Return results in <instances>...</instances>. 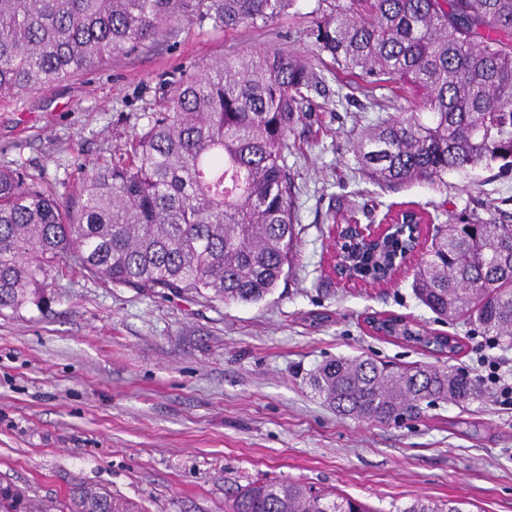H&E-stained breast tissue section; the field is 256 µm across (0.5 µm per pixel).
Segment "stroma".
<instances>
[{
  "label": "stroma",
  "instance_id": "stroma-1",
  "mask_svg": "<svg viewBox=\"0 0 512 512\" xmlns=\"http://www.w3.org/2000/svg\"><path fill=\"white\" fill-rule=\"evenodd\" d=\"M315 0L262 28L178 22L103 66L0 101V169L78 192L169 94L168 81L212 59L277 50L310 58L320 77L288 156L298 232L288 277L256 304L186 299L51 273L48 306L0 316V484L37 504L77 485L120 495L144 512H227L254 479L298 482L355 498L370 512L418 499L462 512H512V406L496 398L422 406L381 424L337 414L309 384L336 357L400 366L446 357L374 335L366 319L393 314L456 337L454 361L476 373L492 350L512 375V349L415 296L413 267L383 287L348 286L333 271L336 227L379 224L415 209L440 224L491 205L512 215V170L499 163L396 188L369 182L353 144L363 127L403 112L410 90L387 83L372 107L348 85L311 28Z\"/></svg>",
  "mask_w": 512,
  "mask_h": 512
}]
</instances>
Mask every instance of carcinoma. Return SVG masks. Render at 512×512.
Masks as SVG:
<instances>
[{
	"label": "carcinoma",
	"instance_id": "1",
	"mask_svg": "<svg viewBox=\"0 0 512 512\" xmlns=\"http://www.w3.org/2000/svg\"><path fill=\"white\" fill-rule=\"evenodd\" d=\"M298 0H0V100L52 86L137 47L170 21L258 28ZM319 53L373 89L420 92L411 109L362 131L356 152L369 180L432 183L482 163L512 167V0H316ZM317 78L279 51L206 63L172 82L125 150L93 167L77 196L49 190L20 168L0 169V316L45 303L64 267L114 286L258 303L290 264L296 192L290 136ZM411 246L392 236L355 250L351 273L382 278ZM413 287L439 318L462 317L512 348V216L451 217L434 228ZM383 336H409L456 355L452 344L397 317L367 318ZM337 413L380 423L417 417L422 402L463 405L483 381L454 366L388 368L339 357L311 375ZM64 512H134L106 491L73 488ZM0 512H47L0 487ZM229 512H367L358 500L300 483L256 479ZM401 512H461L416 501Z\"/></svg>",
	"mask_w": 512,
	"mask_h": 512
}]
</instances>
